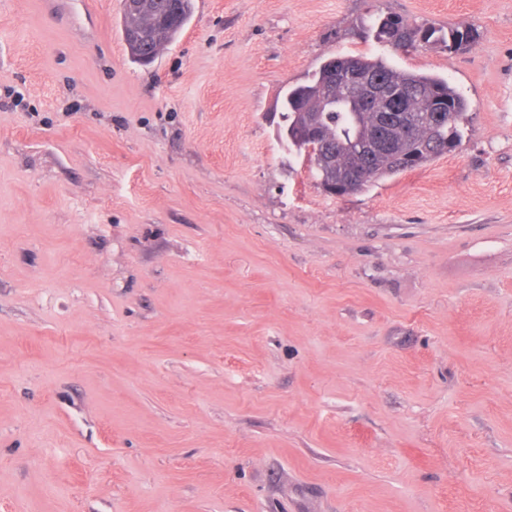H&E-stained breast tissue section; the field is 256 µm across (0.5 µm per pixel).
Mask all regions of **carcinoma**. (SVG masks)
Masks as SVG:
<instances>
[{
    "instance_id": "carcinoma-1",
    "label": "carcinoma",
    "mask_w": 512,
    "mask_h": 512,
    "mask_svg": "<svg viewBox=\"0 0 512 512\" xmlns=\"http://www.w3.org/2000/svg\"><path fill=\"white\" fill-rule=\"evenodd\" d=\"M154 2L157 8L176 13L178 26L154 28L148 23L138 30L133 27V21L128 13H122V34L128 46H133V35L138 33L144 35L142 48L131 51V59L135 62L139 61L140 53L151 51L155 39L159 38L167 45L173 42L192 14L193 0H154ZM373 28H375L376 41L399 55H405L432 42H441L448 48V52L456 53L465 49L476 38L475 31L469 26L451 28L448 30V35L444 36L432 26L412 25L396 13H388L378 18ZM333 64L347 65L372 73L381 77L388 85L406 91V105L416 121L415 129L409 136L403 135L398 128L391 131L392 139L400 144L397 157L380 173L365 181L362 187L365 188L384 177L420 168L459 146L461 136L458 123L465 115L468 103L447 79L400 69L384 57L338 56L334 62L329 58L325 59L313 73L311 82L332 83L331 65ZM283 106L288 113V122L292 123V140L288 141V145L294 147L299 154L308 152L310 168L316 180L330 181L337 172L347 167L357 168L364 164L363 157L350 156L343 146L334 151L322 150V140L309 137L308 128L294 121V115L306 107V102L296 88L288 89ZM373 117L372 112H360L356 119L344 111L320 113L321 125L332 140H348L355 135L361 138L366 137Z\"/></svg>"
}]
</instances>
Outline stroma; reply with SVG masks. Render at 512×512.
Returning a JSON list of instances; mask_svg holds the SVG:
<instances>
[{
	"mask_svg": "<svg viewBox=\"0 0 512 512\" xmlns=\"http://www.w3.org/2000/svg\"><path fill=\"white\" fill-rule=\"evenodd\" d=\"M0 0V512H512V0ZM468 102L354 195L288 87L388 13ZM127 3V8L130 14L137 16L139 15L143 9L144 5L142 0H125ZM125 1L123 2V9H122V34L124 41L128 44L130 50H131V59L134 62L141 63L138 55L142 54L143 52H150L151 48L155 42L156 38L163 39L165 42V45L159 44L156 51H159L162 49L163 46H166L173 42L177 35L181 32V30L185 27L187 22L189 21L191 14H192V8H193V1L192 0H151L152 2H156L155 6L158 9L161 10H169L171 12L176 13L178 17V26L176 28H171L167 26L153 28L150 24V21H146V25L142 29H135L133 27V21L129 18V15L125 8ZM141 33L145 36L142 48H140L138 51L134 50L133 43H132V37L135 34ZM142 51V52H140ZM151 52L148 56L143 57L142 60H148L150 57L155 53ZM372 28H375L374 38L386 46L394 54L405 55L419 47L432 42H441L448 52L456 53L474 42L476 33L471 27H456L448 30V40L445 35H438L439 30L432 26L409 24L401 15L388 13L379 17ZM307 103L303 101L302 97L296 91V86L289 88L285 94L283 100V106L288 113V124L292 123L291 135L292 140L288 138V145L295 148L297 153L302 154L307 152L309 146L311 151L307 152L311 171L314 173L316 180L321 184L324 180L332 181V177L336 171L340 172L342 169L347 167L357 168L364 164L365 160L362 156L358 158L349 156L347 149L342 146L336 148V151L327 149L322 155V142L327 141L326 137H322L319 125H314L308 129L305 125L299 124L298 121H294V115L301 114L300 112L306 107ZM311 131V135L321 139L310 138L308 131Z\"/></svg>",
	"mask_w": 512,
	"mask_h": 512,
	"instance_id": "35a3bbf8",
	"label": "stroma"
}]
</instances>
